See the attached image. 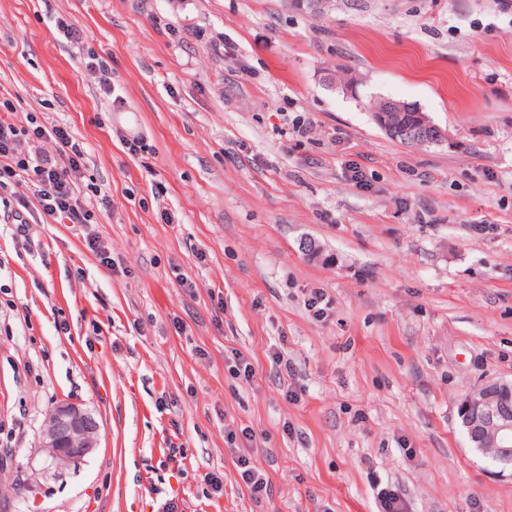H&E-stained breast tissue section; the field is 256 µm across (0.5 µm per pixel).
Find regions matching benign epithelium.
Here are the masks:
<instances>
[{
    "label": "benign epithelium",
    "mask_w": 512,
    "mask_h": 512,
    "mask_svg": "<svg viewBox=\"0 0 512 512\" xmlns=\"http://www.w3.org/2000/svg\"><path fill=\"white\" fill-rule=\"evenodd\" d=\"M372 115L385 132L406 141H439L438 126L426 113L404 102L383 98ZM508 389L505 380L481 384L470 392L480 400L462 417L470 438L482 448L496 449L503 457L512 456V394H506ZM99 439L100 426L94 415L76 403L63 402L45 417L39 448L63 463L75 462L93 452Z\"/></svg>",
    "instance_id": "benign-epithelium-1"
}]
</instances>
